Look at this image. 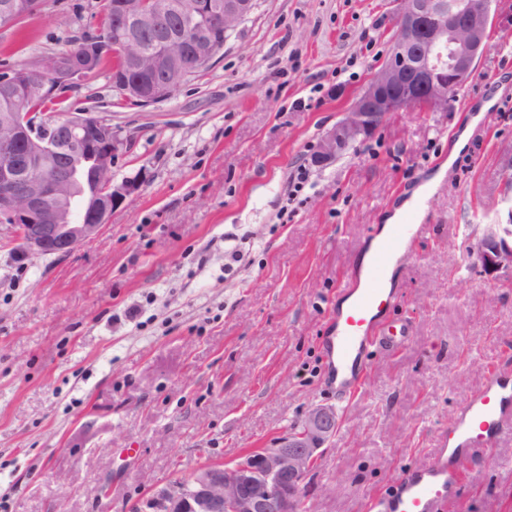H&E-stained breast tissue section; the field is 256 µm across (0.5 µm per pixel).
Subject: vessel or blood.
<instances>
[{
    "label": "vessel or blood",
    "mask_w": 512,
    "mask_h": 512,
    "mask_svg": "<svg viewBox=\"0 0 512 512\" xmlns=\"http://www.w3.org/2000/svg\"><path fill=\"white\" fill-rule=\"evenodd\" d=\"M425 225L401 223L379 238L367 269L350 271L345 295L350 303L337 308L334 329L324 337L327 382L344 392L357 386L367 370V350L380 343L386 315L398 298L389 276L399 264L407 241ZM512 429V374L492 372L484 387L462 403L431 462L403 473L391 493L372 496L369 512H447L461 491L463 463L490 448Z\"/></svg>",
    "instance_id": "1"
}]
</instances>
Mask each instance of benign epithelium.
Segmentation results:
<instances>
[{
	"instance_id": "1",
	"label": "benign epithelium",
	"mask_w": 512,
	"mask_h": 512,
	"mask_svg": "<svg viewBox=\"0 0 512 512\" xmlns=\"http://www.w3.org/2000/svg\"><path fill=\"white\" fill-rule=\"evenodd\" d=\"M394 35L387 56L343 113L321 137L312 163L324 166L363 139L390 115L424 104L445 106L451 91L471 77L486 49L492 0H394ZM257 0H197L200 24L189 32L175 21L173 0H115L114 16L125 67L133 78L118 83L122 98L149 105L173 95L223 49L206 20L221 13V35H232L255 10ZM160 33L163 46L152 52L139 34ZM94 55L83 45L63 56L41 57L38 68L0 72V93L14 111L0 128V224L19 229L25 251L66 256L98 235L112 210L136 193L139 183L112 178V156L126 141L108 119L89 112L63 118L23 111L31 86L45 77L78 81L79 60ZM93 164L90 178L104 184L85 193L82 161ZM477 263L487 276L512 273V223L488 224L479 242ZM336 411L315 406L296 429L240 458L231 466L206 464L143 499L136 512H301L305 483L321 448L336 433Z\"/></svg>"
}]
</instances>
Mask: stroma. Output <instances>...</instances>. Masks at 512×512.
<instances>
[{"label": "stroma", "mask_w": 512, "mask_h": 512, "mask_svg": "<svg viewBox=\"0 0 512 512\" xmlns=\"http://www.w3.org/2000/svg\"><path fill=\"white\" fill-rule=\"evenodd\" d=\"M101 0H42L0 26V65L73 47ZM393 0H258L211 65L165 101L118 100L108 70L75 99L127 142L139 190L65 257L0 224V512H133L206 462L269 446L317 405L338 429L311 512H365L429 463L458 407L512 366V274L481 273L485 225L512 219V0L447 108L382 122L327 168L310 158L388 52ZM479 124H472V117ZM473 132L449 171L441 166ZM429 230L401 258L357 392L322 384L346 273L412 191ZM466 468L448 512H512V434Z\"/></svg>", "instance_id": "35a3bbf8"}]
</instances>
